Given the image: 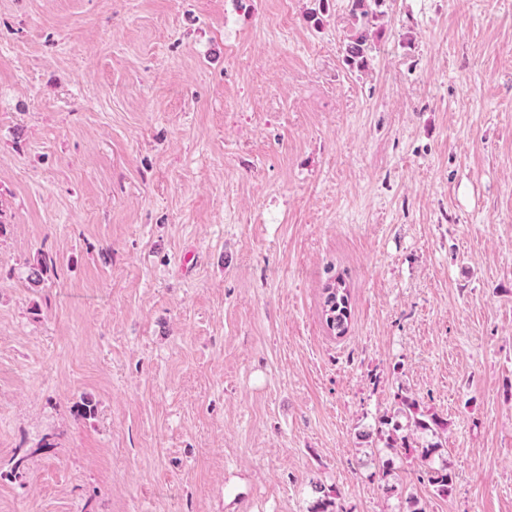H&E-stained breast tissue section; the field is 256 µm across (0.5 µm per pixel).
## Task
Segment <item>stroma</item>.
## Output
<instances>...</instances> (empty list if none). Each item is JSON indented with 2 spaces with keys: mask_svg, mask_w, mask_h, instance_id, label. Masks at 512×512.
Segmentation results:
<instances>
[{
  "mask_svg": "<svg viewBox=\"0 0 512 512\" xmlns=\"http://www.w3.org/2000/svg\"><path fill=\"white\" fill-rule=\"evenodd\" d=\"M353 27L0 0V512H512V0H385L363 70ZM368 36L365 30L357 29L348 38L345 47V62L356 68L368 66ZM331 289L329 293L326 294L324 304L334 305L333 309L335 310V324L333 326H329L336 331V337H340L344 334L348 326V320L350 316L349 309V298L348 293L345 288H341L340 285H337L336 288H327V290ZM381 425L380 432H387V437L391 442H387L389 448H420L417 451L416 458L424 467L427 475V481L438 494L448 495L452 491L453 477L447 466L434 467L432 462L438 455L442 444L439 441H427L419 445L412 436L416 433L430 432L432 436H439L443 431L445 422L436 414H430L420 408L419 402L402 392L395 396V405L393 411L383 415L379 421ZM383 427L387 431L383 430ZM401 432V433H400ZM402 432H406L405 435ZM395 436V437H394ZM400 440V444L398 441ZM418 444V445H414Z\"/></svg>",
  "mask_w": 512,
  "mask_h": 512,
  "instance_id": "35a3bbf8",
  "label": "stroma"
}]
</instances>
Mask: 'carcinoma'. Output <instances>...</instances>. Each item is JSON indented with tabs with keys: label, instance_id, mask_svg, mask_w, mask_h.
<instances>
[{
	"label": "carcinoma",
	"instance_id": "1",
	"mask_svg": "<svg viewBox=\"0 0 512 512\" xmlns=\"http://www.w3.org/2000/svg\"><path fill=\"white\" fill-rule=\"evenodd\" d=\"M384 3V0H349L350 13L356 19H365L370 15L377 13ZM368 36L365 30L357 29L348 38L345 47V62L347 65L356 68H365L368 66ZM49 270L47 259L40 257L29 264L28 280L38 286L44 281V274ZM325 303L334 305L335 324L331 329L336 331V335L341 336L347 329L350 316L349 298L346 289L336 286L326 294ZM380 425L387 429L389 448H412L416 441L414 435L420 433H430L433 436L439 435L445 426V422L435 414H430L420 408L419 402L400 392L395 396V405L393 411L382 416ZM442 447L439 441H429L419 445L416 458L424 467L427 475V481L435 491L441 495H447L452 491L453 477L448 467L442 465L435 467L432 462L438 455ZM318 496L313 502L312 512H344L338 498L331 494L317 489Z\"/></svg>",
	"mask_w": 512,
	"mask_h": 512
}]
</instances>
